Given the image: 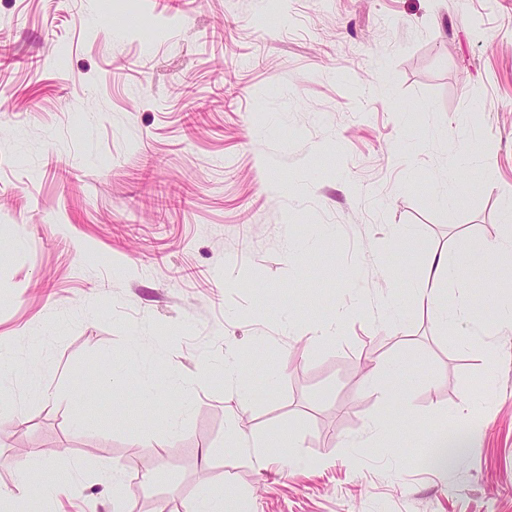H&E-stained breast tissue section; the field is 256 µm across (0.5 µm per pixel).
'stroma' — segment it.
<instances>
[{
  "label": "stroma",
  "instance_id": "stroma-1",
  "mask_svg": "<svg viewBox=\"0 0 512 512\" xmlns=\"http://www.w3.org/2000/svg\"><path fill=\"white\" fill-rule=\"evenodd\" d=\"M0 43L34 64L0 72V487L42 450L58 512H190L207 482L252 512H512V289L438 285L486 302L455 332L411 292L428 252L505 233L512 0H0ZM148 376L190 391L137 402ZM473 397V448L431 464ZM272 433L294 452L235 441Z\"/></svg>",
  "mask_w": 512,
  "mask_h": 512
}]
</instances>
